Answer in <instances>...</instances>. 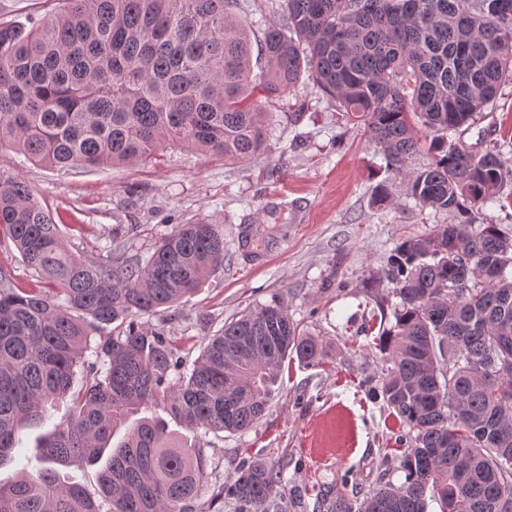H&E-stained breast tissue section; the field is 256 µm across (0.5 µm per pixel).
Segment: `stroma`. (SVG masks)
<instances>
[{
	"label": "stroma",
	"instance_id": "obj_1",
	"mask_svg": "<svg viewBox=\"0 0 512 512\" xmlns=\"http://www.w3.org/2000/svg\"><path fill=\"white\" fill-rule=\"evenodd\" d=\"M267 109L273 117L264 152L228 163L177 146L155 164L133 163L59 172L0 153V169L20 175L54 215L65 243L89 261L109 255L148 256L176 225L203 218L224 228V266L178 306L148 324L181 352L197 356L243 310L283 301L304 333L326 346L325 364L291 358L263 417L247 432L169 428L199 442L208 458L206 486L193 512H235L213 502L214 485L246 461L280 468L287 512H322L320 493L364 497L380 483H401L404 448L395 420L374 400L386 363L378 339L391 327L396 302L389 283L369 287L404 238L455 224L457 212L423 209L407 196L357 121L308 78ZM448 138L471 148L501 145L512 165V83L492 106ZM389 199L377 205V188ZM251 234L250 248L241 237ZM69 400L24 429L0 484L41 466L40 435L68 416Z\"/></svg>",
	"mask_w": 512,
	"mask_h": 512
}]
</instances>
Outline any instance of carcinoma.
Returning <instances> with one entry per match:
<instances>
[{"label":"carcinoma","mask_w":512,"mask_h":512,"mask_svg":"<svg viewBox=\"0 0 512 512\" xmlns=\"http://www.w3.org/2000/svg\"><path fill=\"white\" fill-rule=\"evenodd\" d=\"M59 2L31 27L0 21V149L58 169L148 163L167 145L246 162L266 145L255 92L278 97L306 75L361 122L416 205L462 217L402 240L383 269L399 302L380 340L389 367L377 396L396 440H409L404 481L360 501L329 497L326 509L426 512L430 493L441 512H512V232L475 225L512 168L495 147L448 141L512 81V15H497L496 0H280L255 47L236 0ZM411 113L432 135L431 162L415 171ZM1 236L54 293L0 272V464L53 402L68 397L72 411L43 441L47 467L0 485V512H191L207 457L158 417L128 428L94 493L53 465L96 463L114 430L158 402L190 429L244 433L288 356L312 366L326 356L280 302L224 323L189 368L140 321L224 265V232L206 220L177 225L145 259L88 261L28 183L0 172ZM117 321L125 328L91 346L93 327ZM78 369L86 383L75 392ZM282 482L254 459L213 497L237 512H283Z\"/></svg>","instance_id":"carcinoma-1"}]
</instances>
